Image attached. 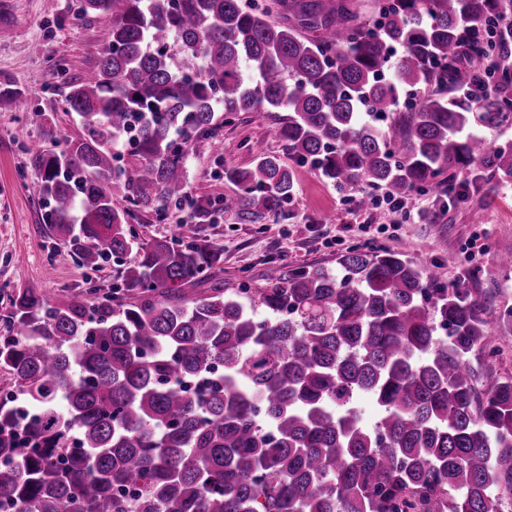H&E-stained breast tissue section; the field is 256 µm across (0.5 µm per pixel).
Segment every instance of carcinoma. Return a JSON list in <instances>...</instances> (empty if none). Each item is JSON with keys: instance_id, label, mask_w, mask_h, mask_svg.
<instances>
[{"instance_id": "1", "label": "carcinoma", "mask_w": 512, "mask_h": 512, "mask_svg": "<svg viewBox=\"0 0 512 512\" xmlns=\"http://www.w3.org/2000/svg\"><path fill=\"white\" fill-rule=\"evenodd\" d=\"M110 20L96 67L68 84L83 135L28 147L53 258L118 266L110 292L10 295L0 369V497L15 512H503L512 498V378L490 387L512 308L445 285L405 246L351 247L336 268L268 266L260 283L187 288L224 271L203 239L143 240L119 191L158 213L186 197V159L218 113H288V152L339 191L454 198L480 160L512 178V0H79ZM502 63L490 78L458 53ZM316 32V38L304 32ZM415 103L401 112L399 99ZM139 157L121 163L119 146ZM219 203L256 224L292 172L264 151L224 170ZM133 263L125 261L131 252ZM379 409L370 425L358 403ZM137 488L134 497L120 488Z\"/></svg>"}]
</instances>
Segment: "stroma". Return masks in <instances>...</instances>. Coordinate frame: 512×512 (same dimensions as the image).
I'll return each mask as SVG.
<instances>
[{"label":"stroma","mask_w":512,"mask_h":512,"mask_svg":"<svg viewBox=\"0 0 512 512\" xmlns=\"http://www.w3.org/2000/svg\"><path fill=\"white\" fill-rule=\"evenodd\" d=\"M78 7V0H0V91L14 97L11 107L0 110V288H33L47 296L85 288L82 269L50 256L53 241L42 224L37 193L40 175L25 150L34 143L59 150L82 133L76 115L65 109L64 91L69 80L95 67L109 23L76 20ZM279 124L266 112L235 116L222 129L220 156L208 140L196 141L187 160L186 190L201 202L234 195L225 169L247 167L260 150L280 157L294 173L296 191L283 213L256 224L240 223L230 211L199 221L191 218L188 204H172L160 215L138 212L134 232L161 238L177 224L185 240L199 237L222 246L224 285L231 289L258 284L274 263L332 269L351 246L406 242L411 258L443 283L465 277L470 287L492 292L496 307L512 306V269L497 263L499 255L512 253V183L475 163L457 176L467 185L461 196L414 195L425 206L423 214L363 209L356 201L368 187L338 191L310 165L297 162L278 135Z\"/></svg>","instance_id":"35a3bbf8"}]
</instances>
